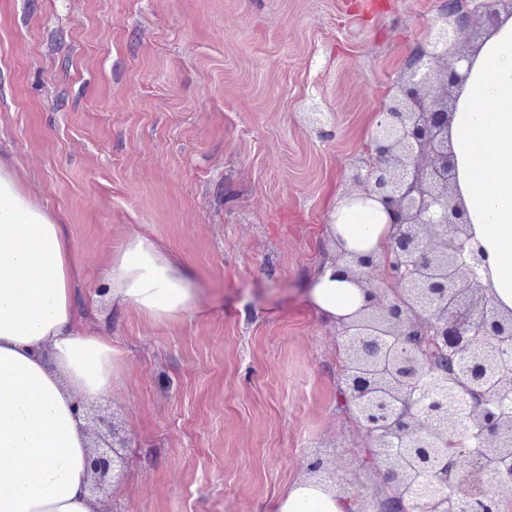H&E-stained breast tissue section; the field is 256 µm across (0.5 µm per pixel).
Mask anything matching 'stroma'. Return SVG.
Here are the masks:
<instances>
[{
  "label": "stroma",
  "instance_id": "1",
  "mask_svg": "<svg viewBox=\"0 0 512 512\" xmlns=\"http://www.w3.org/2000/svg\"><path fill=\"white\" fill-rule=\"evenodd\" d=\"M436 0H0V160L61 214L75 315L121 364L106 405L128 446L103 512H272L321 451L360 447L334 324L305 288L368 131ZM325 104L316 131L302 101ZM139 233L186 265L190 310L107 294Z\"/></svg>",
  "mask_w": 512,
  "mask_h": 512
}]
</instances>
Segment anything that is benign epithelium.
I'll use <instances>...</instances> for the list:
<instances>
[{"label":"benign epithelium","instance_id":"obj_1","mask_svg":"<svg viewBox=\"0 0 512 512\" xmlns=\"http://www.w3.org/2000/svg\"><path fill=\"white\" fill-rule=\"evenodd\" d=\"M512 0H438L437 13L402 63L372 131L367 158L355 168L356 195L388 216L383 260L344 248L365 304L336 323L342 338L339 389L365 433L359 467L370 464L375 494L354 512H462L491 479L505 494L486 512L512 502V310L497 307L478 279L486 252L472 242L465 207L454 199L456 170L448 127L475 46L461 36L489 31ZM496 329L497 347L477 353L462 340ZM100 427L89 455L91 496L119 484L125 439L103 409L85 408ZM478 456L482 468H458Z\"/></svg>","mask_w":512,"mask_h":512}]
</instances>
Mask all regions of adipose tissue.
<instances>
[{
  "label": "adipose tissue",
  "instance_id": "adipose-tissue-1",
  "mask_svg": "<svg viewBox=\"0 0 512 512\" xmlns=\"http://www.w3.org/2000/svg\"><path fill=\"white\" fill-rule=\"evenodd\" d=\"M456 195L488 256L489 286L512 310V16L485 36L459 89L449 129ZM492 147L483 169L477 140ZM327 225L347 250L377 249L387 215L375 201H337ZM112 297L154 319L189 310L186 266L153 241L128 237L109 257ZM79 275L65 224L34 204L0 165V512H99L87 496L89 435L79 401L110 395L119 352L73 314ZM309 305L336 322L364 303L333 260L317 269ZM349 501L316 479L294 482L275 512H347Z\"/></svg>",
  "mask_w": 512,
  "mask_h": 512
}]
</instances>
